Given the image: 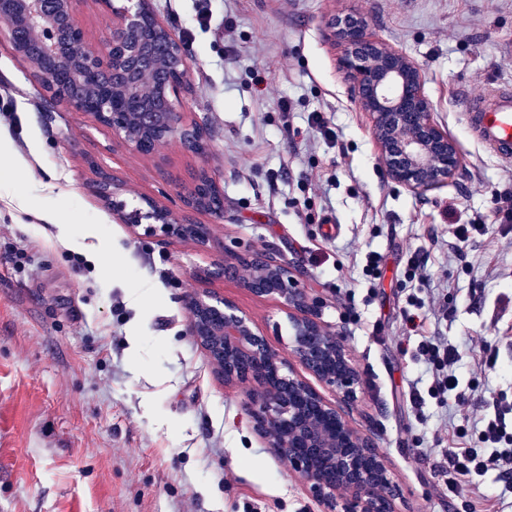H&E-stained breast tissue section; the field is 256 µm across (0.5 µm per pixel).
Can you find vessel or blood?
Instances as JSON below:
<instances>
[{"label": "vessel or blood", "instance_id": "obj_1", "mask_svg": "<svg viewBox=\"0 0 512 512\" xmlns=\"http://www.w3.org/2000/svg\"><path fill=\"white\" fill-rule=\"evenodd\" d=\"M468 125L476 140L502 163L512 164V87L467 100Z\"/></svg>", "mask_w": 512, "mask_h": 512}]
</instances>
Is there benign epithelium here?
Listing matches in <instances>:
<instances>
[{"instance_id": "1", "label": "benign epithelium", "mask_w": 512, "mask_h": 512, "mask_svg": "<svg viewBox=\"0 0 512 512\" xmlns=\"http://www.w3.org/2000/svg\"><path fill=\"white\" fill-rule=\"evenodd\" d=\"M99 0L109 35L98 53H86L76 17V0H0V30L18 55L29 54L30 76L50 100L94 117L142 154L171 141L204 154L206 135L187 121L172 98L187 78V51L156 14L152 0ZM338 68L353 84L359 108L372 118V132L388 176L412 193L436 190L454 178L460 156L456 142L433 119L420 67L405 53L371 37L353 15L338 32ZM207 178L211 192L224 190L205 167L182 192L176 211L147 198V210L125 212L122 184L98 172L88 191L112 206V214L134 228L168 238L209 244L211 231L190 219L192 212L224 219V206L205 205L198 193ZM233 274L258 297L278 300L292 324V352L321 383L350 402L360 376L335 334L320 320L318 302L298 288L297 269L284 254L226 252L207 270L209 278ZM189 333L209 355L226 384H257L247 410L260 437L288 460L327 512H393L397 489L369 437L355 431L334 404L297 377L288 358L235 305L215 294L188 303ZM328 458L332 473L315 459Z\"/></svg>"}]
</instances>
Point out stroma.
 I'll use <instances>...</instances> for the list:
<instances>
[{
    "instance_id": "stroma-1",
    "label": "stroma",
    "mask_w": 512,
    "mask_h": 512,
    "mask_svg": "<svg viewBox=\"0 0 512 512\" xmlns=\"http://www.w3.org/2000/svg\"><path fill=\"white\" fill-rule=\"evenodd\" d=\"M186 40L180 111L203 127L201 156L173 141L151 155L91 115L52 102L0 37V128L31 169L0 150V512H323L307 484L257 434L250 391L224 384L188 331L187 303L211 291L234 302L283 354L292 327L280 303L205 272L225 251L279 247L320 317L343 344L361 386L350 424L383 456L396 512H455L434 465L473 436L453 429L454 405L411 407L419 335L400 317L429 300L427 333L459 349L455 371L475 420L512 423V166L470 135L462 101L512 85V0H153ZM211 27L196 22L200 7ZM421 67L434 120L458 146L447 185L416 195L393 182L354 89L337 65L331 21L345 11ZM292 110L282 113L281 101ZM325 113L328 142L309 129ZM207 167L224 188V218L197 213L214 244L134 233L91 195L97 171L122 182L128 209L180 190ZM52 207L56 225L17 211L14 195ZM486 225L456 246L457 224ZM380 256L366 269V256ZM425 282L409 279L411 253ZM496 355L484 368L482 346ZM427 456H419V449Z\"/></svg>"
}]
</instances>
